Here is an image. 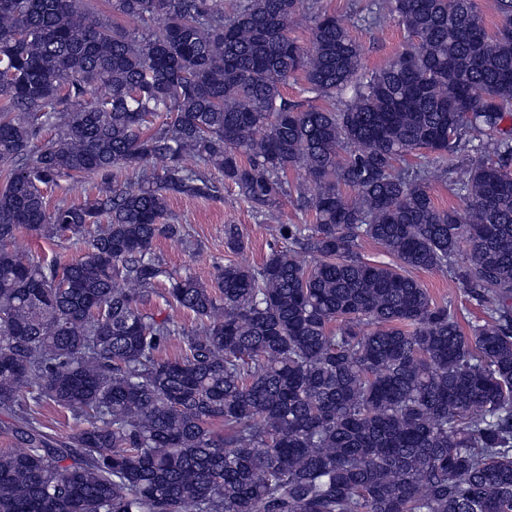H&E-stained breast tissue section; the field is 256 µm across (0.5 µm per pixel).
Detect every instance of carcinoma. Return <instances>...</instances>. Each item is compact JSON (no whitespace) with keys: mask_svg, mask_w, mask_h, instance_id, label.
Here are the masks:
<instances>
[{"mask_svg":"<svg viewBox=\"0 0 512 512\" xmlns=\"http://www.w3.org/2000/svg\"><path fill=\"white\" fill-rule=\"evenodd\" d=\"M217 2L113 0L139 34L91 0H0V412L22 444L0 453V512H512V0L492 32L476 0H372L368 23L409 40L371 73L310 0ZM306 9L308 51L289 34ZM298 73L351 96L303 109L281 92ZM212 169L263 219L294 194L315 223L275 225L261 264L212 284L167 270L169 198L218 192ZM91 172L93 200L49 209L44 188ZM451 172L464 206L440 208L429 181ZM22 230L81 255L21 253ZM163 278L199 328L152 313ZM50 403L84 427L55 438ZM414 276L428 289L432 298L437 302L441 303L449 299L458 304V306L462 304L471 313L468 317L472 318V321L481 316L477 306L467 300L462 286L448 281V274L436 270H422L415 271Z\"/></svg>","mask_w":512,"mask_h":512,"instance_id":"carcinoma-1","label":"carcinoma"}]
</instances>
